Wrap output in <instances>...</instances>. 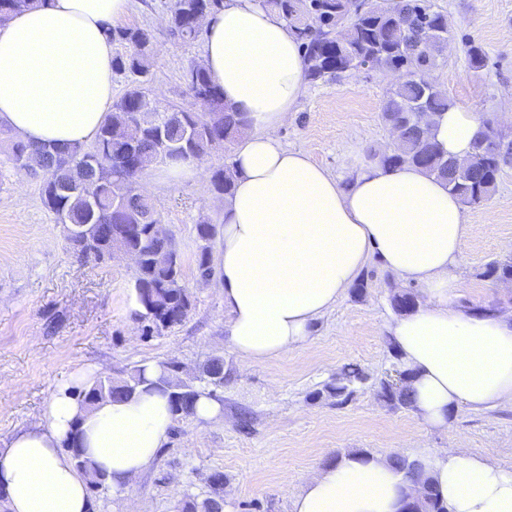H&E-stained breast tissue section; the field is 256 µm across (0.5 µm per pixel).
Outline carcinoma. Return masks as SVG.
<instances>
[{
	"mask_svg": "<svg viewBox=\"0 0 512 512\" xmlns=\"http://www.w3.org/2000/svg\"><path fill=\"white\" fill-rule=\"evenodd\" d=\"M40 0H0V21L11 13L33 7ZM293 29L305 66L308 83L317 85L337 80L360 69L379 70L390 77L382 107L387 127L401 131V142L376 157L389 171L404 166L418 167L442 180L461 203L480 207L495 193L503 169L512 165V141L485 143L499 132L495 121L483 119L486 132L472 153L467 168L451 165L430 138L415 133L418 112H445L454 102L440 90H431L434 72L444 62L445 49L453 34L447 14L433 0H262ZM224 8V0H171L168 30L182 43L203 39L197 27L201 16H212ZM112 43L124 48L112 60L115 73L128 78L126 89L92 142L84 146L51 148L25 143L0 130L8 145L12 166H29L42 177L39 194L45 210L64 227L73 250L82 256L93 252L101 259L112 254L113 245L138 257L134 290L140 319L149 328L163 331L184 321L191 306V293L184 281L182 262L173 237L154 233L160 223L151 197L141 190V181L157 165L173 166L227 149L251 130L246 116L224 103V94L207 69L188 66L184 73L187 91L204 110L173 111L160 105L148 87L157 43L148 27L115 26ZM469 68L486 66L487 53L473 41L465 49ZM210 190L217 198L232 194L233 171L219 165L212 169ZM217 221L206 217L196 224L199 242L197 268L204 277L213 275L212 241ZM483 276L512 279V259L486 265ZM394 308L408 313L416 306L415 296L400 292L392 298ZM155 380L145 377L144 368H134L127 378H98L78 390L88 407L106 400L128 399L140 389L169 392L173 415L183 419L195 415L202 393L215 395L224 384V359L216 356L201 366L198 378H174L176 365L162 364ZM362 371L349 364L332 388L336 400L350 396L349 384L362 379ZM380 396L397 407H411L406 386L395 389L380 383ZM76 469L87 476L89 488H109L106 475L83 456L76 442L66 444ZM395 470L420 485L423 495L413 504L416 512H448L438 497L433 480L417 459L395 455ZM214 496L198 503L185 502L182 512H223L220 490L224 474L210 476Z\"/></svg>",
	"mask_w": 512,
	"mask_h": 512,
	"instance_id": "cac0c4a2",
	"label": "carcinoma"
}]
</instances>
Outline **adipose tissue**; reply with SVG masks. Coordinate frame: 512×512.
<instances>
[{
	"mask_svg": "<svg viewBox=\"0 0 512 512\" xmlns=\"http://www.w3.org/2000/svg\"><path fill=\"white\" fill-rule=\"evenodd\" d=\"M129 0H41L0 22V128L38 145L92 141L112 103L108 31ZM203 58L226 103L252 129L232 156L234 190L224 202L216 286L227 319L224 342L258 364L288 355L312 334L372 257L426 296L386 330L415 414L445 429L455 409L512 402V309L462 312L455 299L467 224L459 199L435 176L370 164L340 184L275 131L307 92L293 31L261 0H224L205 26ZM477 113L436 114L429 134L447 156L467 157L482 136ZM95 369L58 384L39 421L0 442L7 512H88L86 478L65 445L112 483L130 490L167 442V394L140 392L87 407L77 388ZM423 460L449 512H512V470L489 454L440 448ZM419 491L381 454H352L317 469L291 512H402Z\"/></svg>",
	"mask_w": 512,
	"mask_h": 512,
	"instance_id": "ef3b65f1",
	"label": "adipose tissue"
}]
</instances>
